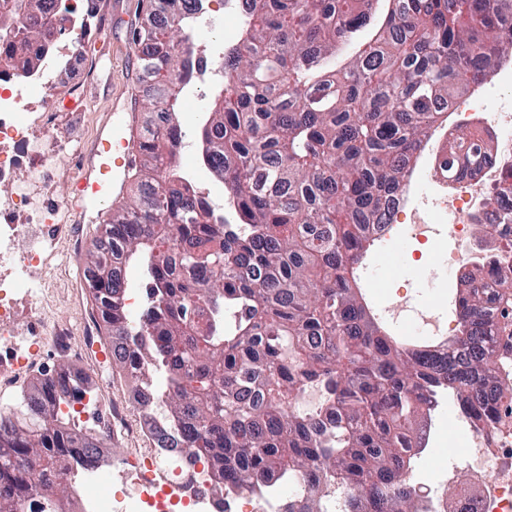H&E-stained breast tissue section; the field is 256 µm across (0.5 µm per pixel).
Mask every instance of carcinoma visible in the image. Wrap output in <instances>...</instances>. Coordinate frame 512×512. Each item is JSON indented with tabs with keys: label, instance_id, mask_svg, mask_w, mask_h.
<instances>
[{
	"label": "carcinoma",
	"instance_id": "1",
	"mask_svg": "<svg viewBox=\"0 0 512 512\" xmlns=\"http://www.w3.org/2000/svg\"><path fill=\"white\" fill-rule=\"evenodd\" d=\"M207 0L132 35L142 74L158 82L143 102L137 193L111 209L104 237L126 248L147 300L130 314L126 275L85 257L91 293L118 336L151 349L164 404L186 447L220 456L217 478L246 491L253 480L317 482L320 469L347 485L344 512H412L401 477L406 433L441 392L480 423L512 399L500 375V288L512 283V239L490 246L457 284L459 329L441 349L410 350L364 298L357 270L385 224L441 108L512 61L503 17L512 0H251L241 44L224 52V82L198 138L202 164L224 183L233 220L183 172L176 108L195 79L192 13ZM382 24L336 67V48ZM37 39L53 26L49 0H0V32ZM168 116L159 127L157 114ZM490 131L466 122L442 147L443 172L470 176ZM177 257L163 251L170 237ZM186 268L205 274L184 277ZM56 378L0 412V512H24L19 487L62 500L63 455L40 430L12 420L52 395ZM309 387L318 408L296 404ZM56 436L94 448L64 413Z\"/></svg>",
	"mask_w": 512,
	"mask_h": 512
}]
</instances>
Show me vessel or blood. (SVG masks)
<instances>
[{
	"label": "vessel or blood",
	"mask_w": 512,
	"mask_h": 512,
	"mask_svg": "<svg viewBox=\"0 0 512 512\" xmlns=\"http://www.w3.org/2000/svg\"><path fill=\"white\" fill-rule=\"evenodd\" d=\"M138 159L134 117L113 113L83 158L84 172L75 185L78 198L95 207L120 201L126 193L128 174Z\"/></svg>",
	"instance_id": "b4317fda"
}]
</instances>
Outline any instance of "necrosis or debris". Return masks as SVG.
I'll use <instances>...</instances> for the list:
<instances>
[{
	"instance_id": "1",
	"label": "necrosis or debris",
	"mask_w": 512,
	"mask_h": 512,
	"mask_svg": "<svg viewBox=\"0 0 512 512\" xmlns=\"http://www.w3.org/2000/svg\"><path fill=\"white\" fill-rule=\"evenodd\" d=\"M55 24L48 39L55 46L56 65H37L27 82L19 72L42 52L30 42L25 56L0 63V381L27 371L41 350L74 346L77 337L58 316L64 295L51 285L54 263L64 253V200L54 193L74 168L80 131L56 140L52 132L58 113L52 112L43 91L57 77V66L92 65L75 50L78 42L95 40L101 0H54ZM462 119L479 120L495 135L478 175L455 180L438 168L437 152L420 154L419 168L429 177L431 193L414 183L389 200V223L378 224L372 250L362 268L364 286L379 316L389 325L418 324L423 340L444 341L456 323V306L447 289L433 291L434 303L418 306L413 295L387 298L373 272L398 239L418 246L414 274L427 267L468 270L476 255L474 239L483 225L492 224L502 205L497 192L512 171V102L478 91L453 108ZM113 354L123 356L130 372L145 379L138 404L153 427L150 449H132L123 460L84 464L85 449L72 452L79 464L69 478L79 490V512H340L344 487L324 483H260L237 491L216 482V460L187 448L162 411L164 398L151 385L152 356L120 341ZM75 424L86 434L108 440L123 427L134 437L127 407L97 393L78 397ZM447 399L426 411L408 453L404 478L416 489L418 512H512V434L490 432L464 414L452 413ZM464 443V455H449L448 463L423 477L419 464L434 458L441 443Z\"/></svg>"
}]
</instances>
